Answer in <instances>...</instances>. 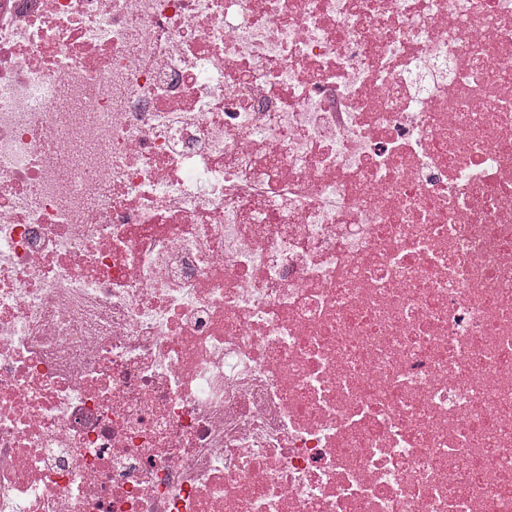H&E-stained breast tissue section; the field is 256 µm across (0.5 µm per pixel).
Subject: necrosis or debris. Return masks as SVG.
<instances>
[{"mask_svg":"<svg viewBox=\"0 0 512 512\" xmlns=\"http://www.w3.org/2000/svg\"><path fill=\"white\" fill-rule=\"evenodd\" d=\"M0 512H512V0H0Z\"/></svg>","mask_w":512,"mask_h":512,"instance_id":"4bbe7bcc","label":"necrosis or debris"}]
</instances>
